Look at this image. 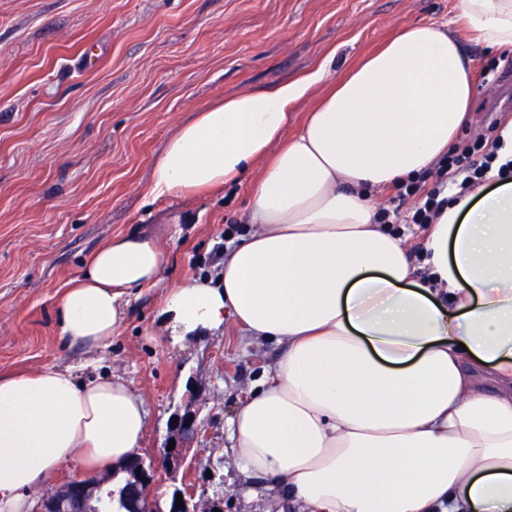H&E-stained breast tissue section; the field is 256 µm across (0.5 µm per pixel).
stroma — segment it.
Returning a JSON list of instances; mask_svg holds the SVG:
<instances>
[{"label":"stroma","mask_w":512,"mask_h":512,"mask_svg":"<svg viewBox=\"0 0 512 512\" xmlns=\"http://www.w3.org/2000/svg\"><path fill=\"white\" fill-rule=\"evenodd\" d=\"M456 0H0V374L78 365L64 345L60 297L87 257L118 233L159 234L166 280L217 274L247 227L251 183L195 197L147 195L152 166L179 125L233 95L293 78L327 51L332 76L398 28L448 21ZM476 123L458 147L493 140L512 114V51L462 36ZM104 53L87 73L86 43ZM157 288L131 294L103 367L130 380L147 409L139 455L154 461L151 502L173 489L224 512H298L226 456L227 422L276 347L232 330L173 343ZM191 417L196 431L177 430ZM180 455L162 461L168 445Z\"/></svg>","instance_id":"obj_1"}]
</instances>
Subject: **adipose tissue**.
I'll list each match as a JSON object with an SVG mask.
<instances>
[{
    "label": "adipose tissue",
    "instance_id": "ef3b65f1",
    "mask_svg": "<svg viewBox=\"0 0 512 512\" xmlns=\"http://www.w3.org/2000/svg\"><path fill=\"white\" fill-rule=\"evenodd\" d=\"M512 49V0H458ZM321 61L180 124L152 170L158 200L252 179L250 223L218 278L165 286L161 242L117 234L60 303L68 346L107 347L135 288L163 287L173 342L232 325L279 349L227 423L225 449L301 512H512V169L450 190L422 234L373 220L380 195L435 169L473 121L470 60L450 24L403 27L337 82ZM312 101L301 131L288 113ZM146 434L130 381L47 365L0 376V512L69 464L127 465Z\"/></svg>",
    "mask_w": 512,
    "mask_h": 512
}]
</instances>
